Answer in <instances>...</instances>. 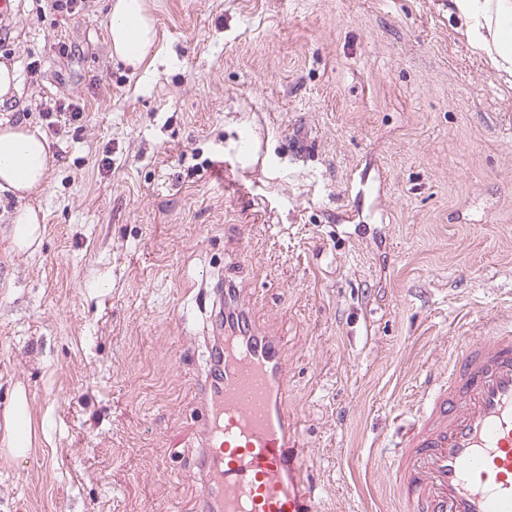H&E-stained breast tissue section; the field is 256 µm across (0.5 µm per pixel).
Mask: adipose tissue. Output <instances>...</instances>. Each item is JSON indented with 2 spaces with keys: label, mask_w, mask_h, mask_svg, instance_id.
Instances as JSON below:
<instances>
[{
  "label": "adipose tissue",
  "mask_w": 512,
  "mask_h": 512,
  "mask_svg": "<svg viewBox=\"0 0 512 512\" xmlns=\"http://www.w3.org/2000/svg\"><path fill=\"white\" fill-rule=\"evenodd\" d=\"M450 4L465 22L469 43L486 52L494 69L512 76V0H450ZM108 32L112 56L138 67L155 43L145 0H113ZM53 161L49 141L29 123L0 124V190L12 191L22 201L11 228L18 250L39 242L41 220L33 201L43 193ZM35 438L29 398L24 388H16L0 417V451L11 458L24 457Z\"/></svg>",
  "instance_id": "obj_1"
}]
</instances>
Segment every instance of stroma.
Returning a JSON list of instances; mask_svg holds the SVG:
<instances>
[{
    "label": "stroma",
    "mask_w": 512,
    "mask_h": 512,
    "mask_svg": "<svg viewBox=\"0 0 512 512\" xmlns=\"http://www.w3.org/2000/svg\"><path fill=\"white\" fill-rule=\"evenodd\" d=\"M18 2L0 121L55 161L36 248L0 191V409L23 386L37 435L0 512H196V297L224 275L288 352L319 512H398L396 414L512 325V78L448 0H147L136 68L110 0ZM110 1L108 32L111 54L136 68L153 50V19L146 10L145 0Z\"/></svg>",
    "instance_id": "obj_1"
}]
</instances>
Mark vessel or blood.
<instances>
[{"label": "vessel or blood", "mask_w": 512, "mask_h": 512, "mask_svg": "<svg viewBox=\"0 0 512 512\" xmlns=\"http://www.w3.org/2000/svg\"><path fill=\"white\" fill-rule=\"evenodd\" d=\"M210 295L222 335L197 387V512H317L288 354L231 280ZM399 428L392 480L402 512H512V334L463 337L447 375Z\"/></svg>", "instance_id": "obj_1"}]
</instances>
